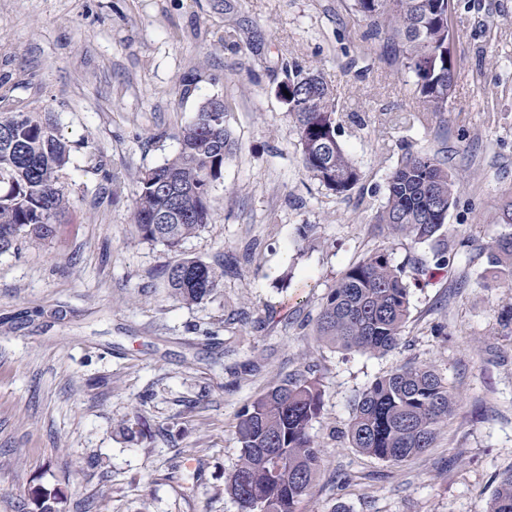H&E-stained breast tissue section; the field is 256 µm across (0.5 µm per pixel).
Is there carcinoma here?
<instances>
[{
	"instance_id": "cac0c4a2",
	"label": "carcinoma",
	"mask_w": 512,
	"mask_h": 512,
	"mask_svg": "<svg viewBox=\"0 0 512 512\" xmlns=\"http://www.w3.org/2000/svg\"><path fill=\"white\" fill-rule=\"evenodd\" d=\"M373 33L387 29L403 70L433 112H445L454 85L448 55V0H353ZM283 86L302 145V165L327 189L343 194L357 169L336 138V99L320 73L285 69ZM221 97L207 99L181 130L176 155L140 173L133 218L142 239L178 249L212 220L211 189L224 172L233 141ZM70 147L48 112L0 105V253L21 239L54 236L68 210L62 174ZM457 182L437 158L408 152L390 174L376 216L395 232L431 238L444 224ZM489 264L512 278V234L486 247ZM173 294L200 303L220 288L224 271L194 258L162 270ZM409 288L385 253L349 268L317 320L319 339L345 351L384 354L395 349L408 315ZM455 404L443 376L429 366L404 365L377 378L354 401L347 435L351 447L400 463L432 447ZM321 408L319 383L304 375L273 384L238 415L242 455L225 490L240 512H301L314 487L321 450L310 433ZM488 512H512V468L499 474Z\"/></svg>"
}]
</instances>
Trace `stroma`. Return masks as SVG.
Returning <instances> with one entry per match:
<instances>
[{"label":"stroma","mask_w":512,"mask_h":512,"mask_svg":"<svg viewBox=\"0 0 512 512\" xmlns=\"http://www.w3.org/2000/svg\"><path fill=\"white\" fill-rule=\"evenodd\" d=\"M448 27L456 76L431 112L353 0H0V96L51 113L71 146L64 223L0 255V512H29L39 485L65 512H238L237 416L304 370L322 461L303 512H486L512 466V330L497 321L512 282L484 251L512 233V0H452ZM289 66L333 92L359 173L347 194L302 166L278 94ZM214 96L235 149L211 224L172 251L139 235L135 178ZM409 151L461 181L425 242L375 221ZM382 252L409 286L397 349L324 345L322 305ZM184 257L223 268L211 298L184 303L160 277ZM407 363L436 366L455 405L432 448L386 463L346 430L356 396Z\"/></svg>","instance_id":"35a3bbf8"}]
</instances>
